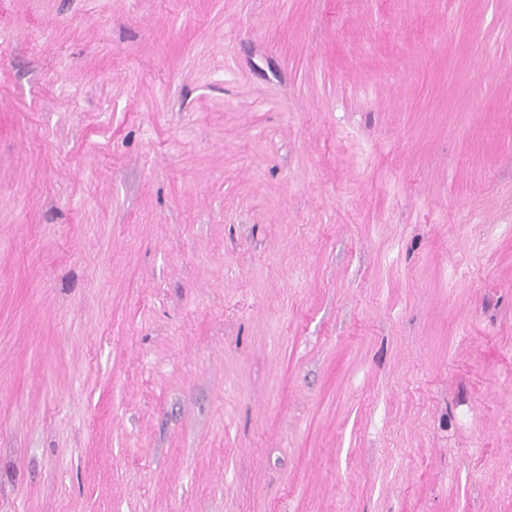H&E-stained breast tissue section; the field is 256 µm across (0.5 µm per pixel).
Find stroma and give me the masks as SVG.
Segmentation results:
<instances>
[{
    "instance_id": "35a3bbf8",
    "label": "stroma",
    "mask_w": 512,
    "mask_h": 512,
    "mask_svg": "<svg viewBox=\"0 0 512 512\" xmlns=\"http://www.w3.org/2000/svg\"><path fill=\"white\" fill-rule=\"evenodd\" d=\"M0 512H512V0H0Z\"/></svg>"
}]
</instances>
